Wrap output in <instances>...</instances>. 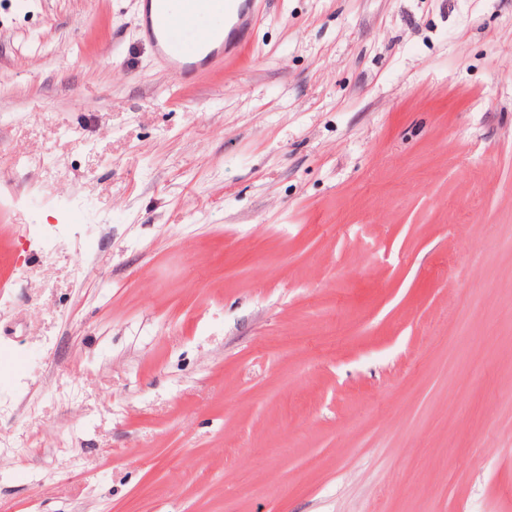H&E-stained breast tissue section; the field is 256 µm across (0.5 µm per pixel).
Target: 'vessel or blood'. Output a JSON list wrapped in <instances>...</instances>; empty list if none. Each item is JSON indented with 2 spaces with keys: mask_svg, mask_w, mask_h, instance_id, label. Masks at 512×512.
Here are the masks:
<instances>
[{
  "mask_svg": "<svg viewBox=\"0 0 512 512\" xmlns=\"http://www.w3.org/2000/svg\"><path fill=\"white\" fill-rule=\"evenodd\" d=\"M142 16L145 39L163 61L189 76L245 36L240 26L248 0H182L174 16L167 0H146Z\"/></svg>",
  "mask_w": 512,
  "mask_h": 512,
  "instance_id": "1",
  "label": "vessel or blood"
}]
</instances>
